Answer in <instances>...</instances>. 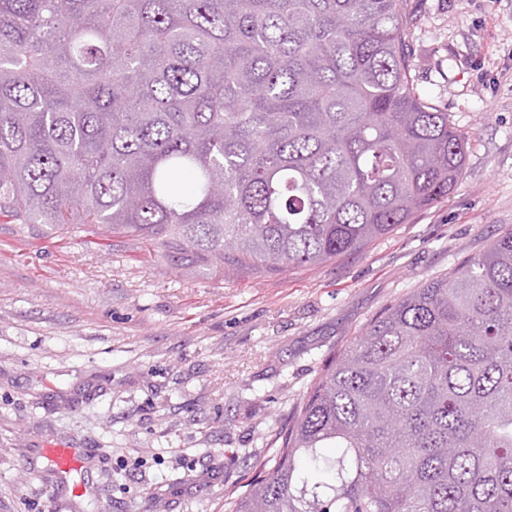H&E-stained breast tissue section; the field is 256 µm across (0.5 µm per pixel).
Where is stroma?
Masks as SVG:
<instances>
[{
    "label": "stroma",
    "mask_w": 512,
    "mask_h": 512,
    "mask_svg": "<svg viewBox=\"0 0 512 512\" xmlns=\"http://www.w3.org/2000/svg\"><path fill=\"white\" fill-rule=\"evenodd\" d=\"M418 89L468 139L448 199L280 273L0 218V512H224L323 365L512 230V0H408ZM81 449L60 476L45 452Z\"/></svg>",
    "instance_id": "obj_1"
}]
</instances>
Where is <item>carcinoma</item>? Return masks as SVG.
<instances>
[{"mask_svg": "<svg viewBox=\"0 0 512 512\" xmlns=\"http://www.w3.org/2000/svg\"><path fill=\"white\" fill-rule=\"evenodd\" d=\"M413 27L407 0H0V217L270 272L359 253L466 161ZM278 440L224 512H512V230L372 320Z\"/></svg>", "mask_w": 512, "mask_h": 512, "instance_id": "obj_1", "label": "carcinoma"}]
</instances>
